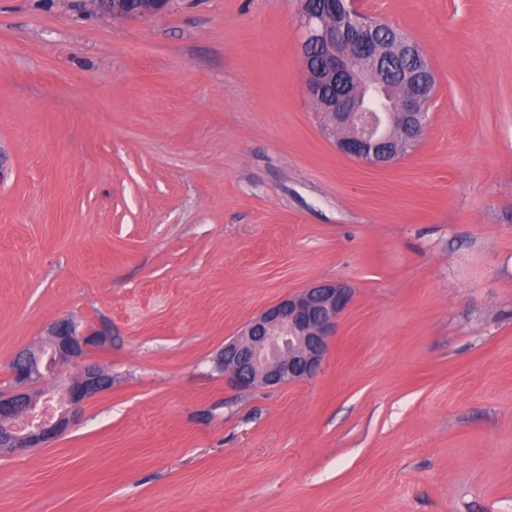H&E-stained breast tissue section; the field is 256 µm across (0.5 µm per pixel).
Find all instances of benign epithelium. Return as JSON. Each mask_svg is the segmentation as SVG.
Masks as SVG:
<instances>
[{"label":"benign epithelium","instance_id":"1","mask_svg":"<svg viewBox=\"0 0 512 512\" xmlns=\"http://www.w3.org/2000/svg\"><path fill=\"white\" fill-rule=\"evenodd\" d=\"M169 0H153L141 10L131 0H105L112 18L150 17ZM336 22L325 20L326 10ZM302 28L305 87L312 99L336 85L325 99L332 128L341 131L336 149L344 156L384 167L400 156L392 145L393 130L405 140L420 139L426 126L425 106L434 87L432 71L418 46L395 36L399 50L385 54L377 38V22L358 9L357 0H337L326 7L298 0ZM319 51L312 60L309 47ZM354 288L341 281H321L301 288L265 308L234 339L224 343L216 368L241 389L281 387L312 379L329 350L340 315L352 301ZM102 341L70 318L46 329V338L14 359L12 388L0 392V456L18 448H44L79 418L85 402L108 391L112 378L86 361L88 347ZM69 362L83 363L80 377L44 389L43 380Z\"/></svg>","mask_w":512,"mask_h":512}]
</instances>
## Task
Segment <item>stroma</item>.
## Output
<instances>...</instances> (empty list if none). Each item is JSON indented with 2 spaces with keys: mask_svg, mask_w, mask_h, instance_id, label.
<instances>
[{
  "mask_svg": "<svg viewBox=\"0 0 512 512\" xmlns=\"http://www.w3.org/2000/svg\"><path fill=\"white\" fill-rule=\"evenodd\" d=\"M70 2L0 0V391L63 317L112 387L0 512H512V0H360L436 78L386 167L323 133L297 0ZM317 281L354 297L313 379L215 370ZM132 0H105L103 2L105 13L112 18H128V17H150L164 10L169 0H149L153 1L154 7H150L142 11L139 7H132Z\"/></svg>",
  "mask_w": 512,
  "mask_h": 512,
  "instance_id": "stroma-1",
  "label": "stroma"
}]
</instances>
